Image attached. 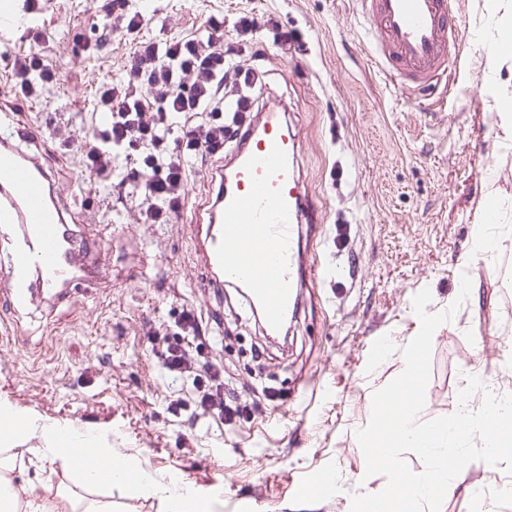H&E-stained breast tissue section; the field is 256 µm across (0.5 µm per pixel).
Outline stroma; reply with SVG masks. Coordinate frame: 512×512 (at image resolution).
<instances>
[{"mask_svg":"<svg viewBox=\"0 0 512 512\" xmlns=\"http://www.w3.org/2000/svg\"><path fill=\"white\" fill-rule=\"evenodd\" d=\"M164 26L143 38L199 34L207 16L224 13V42L242 47L241 63L259 71L265 96L288 105V125L303 147L299 189L322 211L313 237L326 276L301 291L287 346L269 343L234 291L223 300L199 286L190 225L208 199L210 158H189L186 205L168 224L141 221L140 199L119 200L101 176L76 187L82 133L100 121L98 90L133 58V43L112 39L107 50L69 69L76 36L95 21L90 0H68L47 16L38 44L0 45V90L11 73L6 55L31 51L61 72L62 83L18 113L41 125L59 154V186L75 212L93 209L84 230L95 244L106 284L51 304L36 299L0 334V396L26 414L109 432L115 458L138 461L157 482L201 493L223 486L220 512H351L354 494L382 488L365 474L355 432L371 416L372 397L404 369L402 351L420 323L413 296L429 289L428 313L458 296L462 274L472 292L434 333L427 421L451 413L467 376L489 378L512 394V229L502 249L469 261L481 212L492 198L512 199V145L499 115L512 113V55L496 73L488 58L499 41L487 0H455L463 52L452 97L423 100L396 94L376 65L358 23V0H160ZM273 20L294 39L272 43L265 32L240 35L241 14ZM170 267L175 281H146V265ZM201 311L216 339L213 359L246 405L232 425L211 415L173 414L189 387L162 375L148 351L151 331L171 310ZM384 346L373 357L375 346ZM276 390L274 409L251 410L263 388ZM18 450L14 478L44 494L70 486L61 463L33 465ZM335 482L300 493L314 473ZM441 512H512V475L482 461L455 478Z\"/></svg>","mask_w":512,"mask_h":512,"instance_id":"stroma-1","label":"stroma"}]
</instances>
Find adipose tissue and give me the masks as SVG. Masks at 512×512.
<instances>
[{"label":"adipose tissue","instance_id":"1","mask_svg":"<svg viewBox=\"0 0 512 512\" xmlns=\"http://www.w3.org/2000/svg\"><path fill=\"white\" fill-rule=\"evenodd\" d=\"M0 418L19 420V427L8 430L0 436V488H8V497H0V512H55L49 499L28 492L13 482L11 474L15 468L16 457L13 447L26 444L32 437H40L42 446L39 455L46 460H54L61 455V445L54 423L42 417L18 413L7 400L0 399ZM91 458L86 463L67 462L68 473L72 474L76 485L97 486V469L112 462V443L105 434H95L89 440ZM137 486L146 495H162L170 506L169 512H216L215 500L203 497L189 486L175 484L159 488L148 477H140Z\"/></svg>","mask_w":512,"mask_h":512}]
</instances>
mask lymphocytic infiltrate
Segmentation results:
<instances>
[{
  "mask_svg": "<svg viewBox=\"0 0 512 512\" xmlns=\"http://www.w3.org/2000/svg\"><path fill=\"white\" fill-rule=\"evenodd\" d=\"M93 4L100 22L78 37L73 65L102 53L114 37L134 42L136 48L124 79L98 93L96 106L103 119L84 133L81 174L89 179L111 175L117 193L141 198L146 223H169L185 203L187 156L223 157L226 120L254 108L263 77L241 66L237 83L225 84L232 51L224 46L223 14H210L200 35L146 41L140 33L156 22V15L137 10L132 0ZM9 67L10 92L16 96L40 95L61 80L35 52L10 58ZM145 85L151 98L139 93ZM148 344L164 374L193 387L192 399L171 401L174 412L196 409L225 423L242 416L223 365L208 359L210 336L195 308L182 307Z\"/></svg>",
  "mask_w": 512,
  "mask_h": 512,
  "instance_id": "f902f5d3",
  "label": "lymphocytic infiltrate"
}]
</instances>
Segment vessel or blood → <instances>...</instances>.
Returning <instances> with one entry per match:
<instances>
[{
	"instance_id": "b4317fda",
	"label": "vessel or blood",
	"mask_w": 512,
	"mask_h": 512,
	"mask_svg": "<svg viewBox=\"0 0 512 512\" xmlns=\"http://www.w3.org/2000/svg\"><path fill=\"white\" fill-rule=\"evenodd\" d=\"M361 26L393 88L425 96L457 79L460 56L452 0H362ZM27 148H20L18 138ZM229 150L212 172L213 191L194 223L202 285L236 289L258 308L267 334L293 315L303 284L319 266L300 244L319 211L298 186V145L284 102L267 98L229 134ZM64 199L41 126H15L0 113V224L18 227L7 268L0 270V308L18 311L35 294L56 303L96 287L101 274L73 225L82 223Z\"/></svg>"
}]
</instances>
